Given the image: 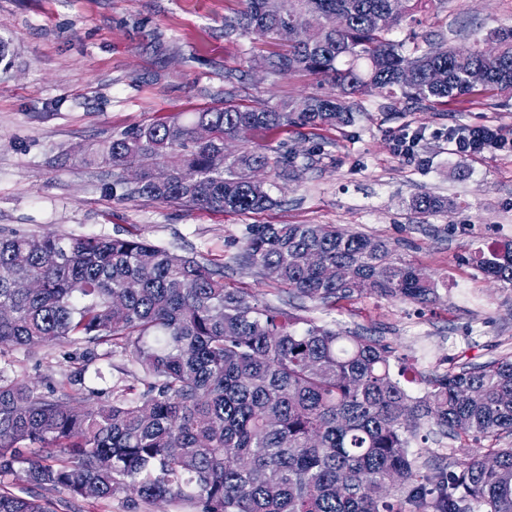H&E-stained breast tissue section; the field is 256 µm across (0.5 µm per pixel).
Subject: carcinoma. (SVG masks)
Segmentation results:
<instances>
[{
	"mask_svg": "<svg viewBox=\"0 0 512 512\" xmlns=\"http://www.w3.org/2000/svg\"><path fill=\"white\" fill-rule=\"evenodd\" d=\"M426 0H245L224 17L227 35L278 38L287 20L305 26L272 56L274 75L306 72L331 87L281 108L229 100L177 112L112 135L93 152L112 167V196L231 214L273 204L252 173L270 168L294 180L291 156L270 158L256 143L225 155L242 130L257 136L288 127L354 121L352 98L372 89L419 103L512 92V27L493 32L495 53L478 44L413 42L391 34ZM485 82L474 87L470 74ZM208 126L199 143L193 130ZM151 159L139 185L121 167ZM453 201L411 197L419 218ZM242 261L329 310L363 294L416 303L437 297L435 284L387 241L326 224H253ZM486 276L512 285V240L472 258ZM336 268V277L326 275ZM41 288L26 291L24 281ZM124 303L112 309V298ZM0 345H82L97 357L120 346L144 374L143 390H123L80 408L81 368L46 391L0 375V512H55L35 489H62L91 506L119 495L187 504L194 512H512V356L422 376L393 372L389 345L345 334L262 303L193 257L144 238L0 236ZM425 384L420 397L409 384ZM462 442L480 436L485 454L445 465L419 462L411 442L425 426ZM52 449L38 458L24 449ZM20 475L21 494L5 481Z\"/></svg>",
	"mask_w": 512,
	"mask_h": 512,
	"instance_id": "1",
	"label": "carcinoma"
}]
</instances>
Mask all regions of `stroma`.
Instances as JSON below:
<instances>
[{"mask_svg":"<svg viewBox=\"0 0 512 512\" xmlns=\"http://www.w3.org/2000/svg\"><path fill=\"white\" fill-rule=\"evenodd\" d=\"M242 0H0V232L112 236L132 231L179 255L223 270L224 282L255 299L339 332L380 337L422 375L512 355V285L488 280L470 258L512 239V153L465 159L446 133L485 123L512 133V97L488 93L432 109L375 90L356 98L353 123L288 127L262 143L292 154L301 169L272 186L273 207L244 215L112 196V170L84 161L94 144L171 112H194L225 97L276 107L327 92L314 76L259 68L275 40L225 35ZM512 25V0H434L394 29L439 35L452 45ZM417 132L420 159L394 151V134ZM429 192L454 208L419 219L409 199ZM251 224H333L389 241L435 281L430 304L362 295L327 311L298 309L286 289L240 259ZM60 347L0 346V369L32 385L66 379ZM128 353L90 363L81 394L96 404L114 388L139 385Z\"/></svg>","mask_w":512,"mask_h":512,"instance_id":"1","label":"stroma"}]
</instances>
